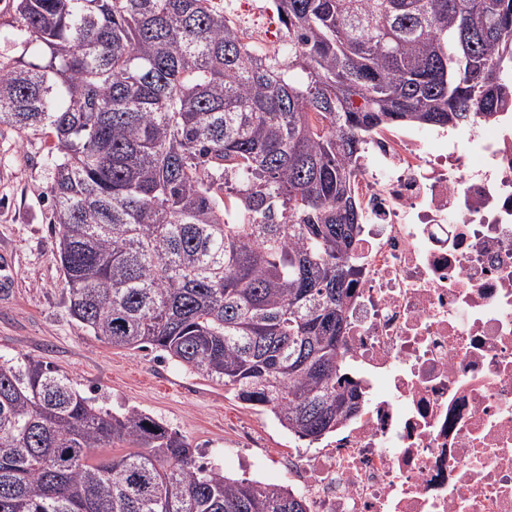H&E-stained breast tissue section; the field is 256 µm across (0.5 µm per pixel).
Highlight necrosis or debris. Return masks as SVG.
Instances as JSON below:
<instances>
[{
    "label": "necrosis or debris",
    "mask_w": 512,
    "mask_h": 512,
    "mask_svg": "<svg viewBox=\"0 0 512 512\" xmlns=\"http://www.w3.org/2000/svg\"><path fill=\"white\" fill-rule=\"evenodd\" d=\"M372 134L344 357L365 394L288 471L310 512H512V100Z\"/></svg>",
    "instance_id": "necrosis-or-debris-1"
}]
</instances>
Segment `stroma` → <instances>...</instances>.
Here are the masks:
<instances>
[{
    "mask_svg": "<svg viewBox=\"0 0 512 512\" xmlns=\"http://www.w3.org/2000/svg\"><path fill=\"white\" fill-rule=\"evenodd\" d=\"M47 151L45 139L0 128V250L12 266V286L0 290V356L40 359L105 407L156 417L225 475L290 484L288 452L304 442L270 413L154 349L112 348L69 315Z\"/></svg>",
    "mask_w": 512,
    "mask_h": 512,
    "instance_id": "obj_1",
    "label": "stroma"
}]
</instances>
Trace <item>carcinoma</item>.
Instances as JSON below:
<instances>
[{
  "mask_svg": "<svg viewBox=\"0 0 512 512\" xmlns=\"http://www.w3.org/2000/svg\"><path fill=\"white\" fill-rule=\"evenodd\" d=\"M274 2L279 54L246 45L215 0H15L0 127L49 141L70 315L314 442L362 408L340 363L357 161L382 125L496 117L512 0ZM0 512L308 504L196 463L162 421L17 356L0 358Z\"/></svg>",
  "mask_w": 512,
  "mask_h": 512,
  "instance_id": "1",
  "label": "carcinoma"
}]
</instances>
